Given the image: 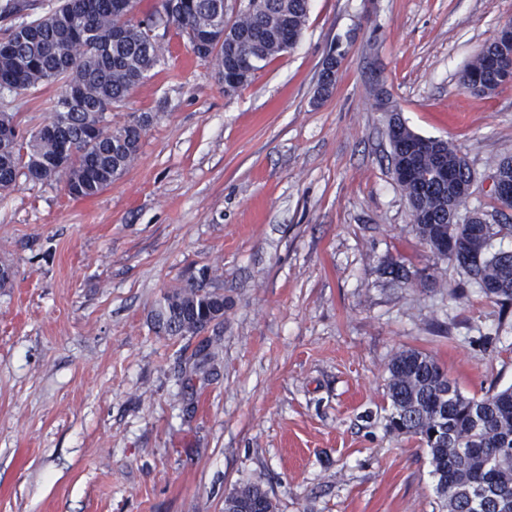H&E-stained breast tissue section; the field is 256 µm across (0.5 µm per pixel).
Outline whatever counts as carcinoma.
<instances>
[{"instance_id":"cac0c4a2","label":"carcinoma","mask_w":512,"mask_h":512,"mask_svg":"<svg viewBox=\"0 0 512 512\" xmlns=\"http://www.w3.org/2000/svg\"><path fill=\"white\" fill-rule=\"evenodd\" d=\"M26 0H5L0 18L26 10ZM308 0H248L246 14L232 23L230 33L243 40L241 48H259L254 70L286 53L285 42H298L306 25ZM224 25V0H160V7L134 23L112 11V0H60L50 14L10 26L0 38V94L20 89L57 85L51 122L24 133L14 115L1 112L0 124L15 130V140L0 142V192L14 189L20 176L39 170H57L56 179L91 198L120 178L137 158L144 131L152 116L142 113L114 128L100 105H118L148 75L164 54L155 29L191 27L197 39L209 44L192 46L200 59L229 68L224 45L212 38L213 28ZM507 46L512 54V34L500 32L470 62L462 85L480 83L478 95H491L506 80L494 68L495 52ZM80 93L78 104L61 109L69 88ZM422 136L406 125L395 134L391 153L393 172L409 205L413 231L421 243L442 252L454 241V265L487 298L512 308V250L495 248L496 238L512 237V224H456L448 228V204L464 206L470 170L461 148L447 140L428 138V149L410 152ZM66 156L65 165L57 161ZM448 168V179L437 177ZM203 272L186 285L163 296L154 326L167 336H200L206 324L224 320V294L208 286ZM208 351L193 353L195 369L211 374L218 365L213 339ZM387 396L390 429L417 440L427 449L435 489L447 512H512V386L467 397L457 383L429 354L398 351L388 367ZM276 503L260 485L232 489L224 498V512H247Z\"/></svg>"}]
</instances>
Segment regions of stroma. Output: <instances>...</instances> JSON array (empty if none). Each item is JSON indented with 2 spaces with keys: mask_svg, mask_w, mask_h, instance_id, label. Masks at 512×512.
<instances>
[{
  "mask_svg": "<svg viewBox=\"0 0 512 512\" xmlns=\"http://www.w3.org/2000/svg\"><path fill=\"white\" fill-rule=\"evenodd\" d=\"M509 24L512 0H310L296 46L230 93L160 31L163 62L109 114L153 117L129 169L86 199L24 177L0 194V512H224L247 483L277 512H442L425 448L389 428L387 364L415 349L465 395L510 386L512 311L418 242L374 90L461 147L465 208L494 219L512 83L475 96L460 75ZM57 93L0 112L34 131ZM202 268L221 366L182 382L198 339L153 314Z\"/></svg>",
  "mask_w": 512,
  "mask_h": 512,
  "instance_id": "stroma-1",
  "label": "stroma"
}]
</instances>
